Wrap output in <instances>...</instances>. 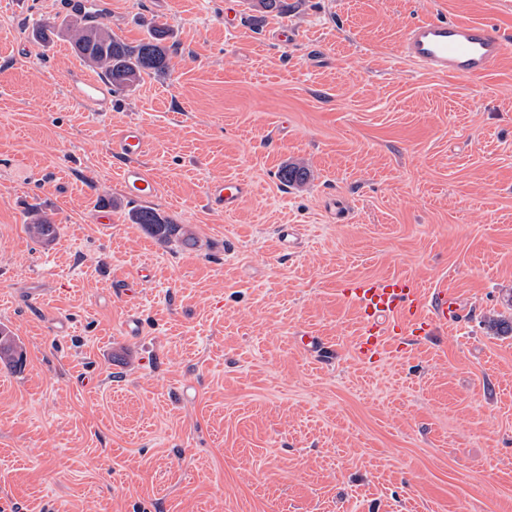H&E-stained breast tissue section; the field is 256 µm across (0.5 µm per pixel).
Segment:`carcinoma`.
<instances>
[{
	"label": "carcinoma",
	"mask_w": 512,
	"mask_h": 512,
	"mask_svg": "<svg viewBox=\"0 0 512 512\" xmlns=\"http://www.w3.org/2000/svg\"><path fill=\"white\" fill-rule=\"evenodd\" d=\"M71 33L74 51L86 62L101 70L115 89L129 87L145 75L163 72L168 68L169 51L165 45L169 32L164 24L153 19L149 22L146 38L132 45L112 36V32L98 18L83 16L65 22ZM131 220L152 234L167 238L176 230V224L153 207H140L131 213ZM34 235L45 242L51 241L57 225L42 219L31 225ZM22 353L12 336L0 329V362L19 361Z\"/></svg>",
	"instance_id": "carcinoma-1"
}]
</instances>
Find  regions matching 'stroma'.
<instances>
[{"label": "stroma", "instance_id": "stroma-1", "mask_svg": "<svg viewBox=\"0 0 512 512\" xmlns=\"http://www.w3.org/2000/svg\"><path fill=\"white\" fill-rule=\"evenodd\" d=\"M111 2L113 35L154 18L175 50L96 116L68 88L98 69L36 36L70 0H0V327L23 349L0 365V512H512V53L476 80L398 55L418 18L512 33V0H238L231 28L228 0ZM133 121L166 242L108 152ZM235 176L254 193L212 214L205 183ZM392 275L448 282L464 316L358 360L342 287ZM131 220L134 224H141L142 227L160 238H168L177 227V224H174L171 219L148 206L134 210L131 213Z\"/></svg>", "mask_w": 512, "mask_h": 512}]
</instances>
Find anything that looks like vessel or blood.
I'll return each mask as SVG.
<instances>
[{
	"instance_id": "obj_1",
	"label": "vessel or blood",
	"mask_w": 512,
	"mask_h": 512,
	"mask_svg": "<svg viewBox=\"0 0 512 512\" xmlns=\"http://www.w3.org/2000/svg\"><path fill=\"white\" fill-rule=\"evenodd\" d=\"M511 48L512 34L493 26L437 18L408 23L399 45L401 56L420 69L466 79L483 77ZM69 94L89 112L100 114L112 105L111 85L87 75H77L71 81ZM109 151L127 160L120 182L128 200L142 203L157 196L159 183L141 162L146 137L140 123H128L115 132ZM251 191L252 185L245 178H214L205 185V205L214 214L230 216ZM344 293L361 316L360 333L353 344L361 356L381 354L398 331L414 335L448 328L458 323L461 312L454 288L442 284L426 290L403 276L356 279L346 284Z\"/></svg>"
}]
</instances>
